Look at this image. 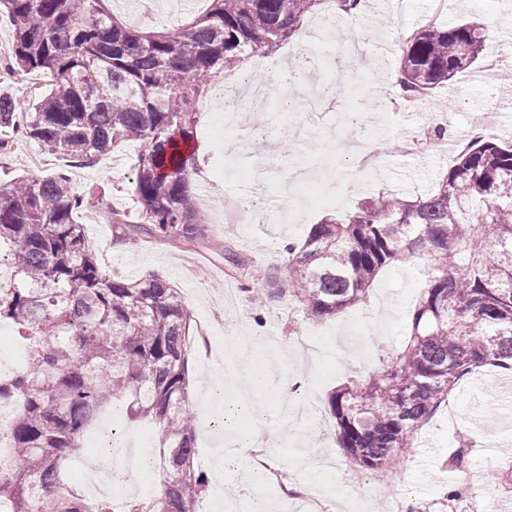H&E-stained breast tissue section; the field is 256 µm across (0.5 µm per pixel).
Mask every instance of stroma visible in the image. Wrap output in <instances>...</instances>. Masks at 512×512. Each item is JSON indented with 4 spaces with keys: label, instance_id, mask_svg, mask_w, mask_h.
I'll list each match as a JSON object with an SVG mask.
<instances>
[{
    "label": "stroma",
    "instance_id": "stroma-1",
    "mask_svg": "<svg viewBox=\"0 0 512 512\" xmlns=\"http://www.w3.org/2000/svg\"><path fill=\"white\" fill-rule=\"evenodd\" d=\"M108 8L124 22H144L153 27H171L189 21L203 11L206 0H108ZM430 0H361L358 19L337 16L345 36L361 42L365 54L352 58L349 70L341 72L339 89L375 103L384 116L369 123L353 112H341L335 103L298 113L303 129L317 134V141L301 139L276 174L244 180L240 194L256 208L272 215L269 224H253L236 206L216 214L203 207L204 248L194 251L148 239L114 243L109 210L135 218L138 207L130 190L138 149L128 144L102 156L90 166H74L67 160L44 153L22 137L8 139L0 147V183L18 175L44 176L66 170L72 188L80 194L97 190L105 205L95 216L82 213L86 239L101 266L114 273L139 278L148 273L163 276L179 288L192 315L193 326L210 325L214 338L210 348L191 347L193 392L190 406L196 417L197 447L211 466L223 468L222 487H209L199 503V512H240L243 500L237 489L243 478L241 468L224 469L216 454L222 408L211 403L206 393L224 369L223 335L236 333L250 354V368L262 376L269 367L284 374L292 369L281 360L282 351H308L312 362L303 368V385L289 404H282L265 388H257L256 399L265 418L279 434L288 438L281 452L290 463L308 454L322 453L336 443V431L327 409L333 387L357 375H368L381 366L384 357L400 351L406 341L414 305L422 291L427 269L418 259L382 270L368 289L366 300L336 317L312 316L301 303L276 296L264 309H257L251 289L266 288L271 278L287 274L283 241L300 239L309 225L324 216H342L358 202L379 194L411 197L428 194L448 170V164L425 152L406 158L394 149L396 133L413 130L406 119V103L396 91L384 90L383 67L374 57L379 47L389 51V67L399 65V47L413 33L426 27ZM476 16L488 28L487 54L512 58V0H456L436 24L455 25ZM12 28L0 16V92L11 95L20 107L43 92L47 80L40 74H15L8 67ZM216 80L196 114V140L207 150L195 157V178L191 190L197 197L211 196L223 201L230 168H247L253 158L227 156L221 128L223 105ZM425 106L441 113L456 131H464L478 112L499 113L494 134L498 143L512 145V99L501 95L492 83L475 84L460 74L449 86L424 97ZM373 141L379 161L368 173L351 177L348 159L332 146L336 139ZM232 249L243 261L236 278L225 273L224 249ZM499 369H476L454 389L453 413L437 412L415 439L405 461L395 471L382 474L362 472L346 454L328 459L327 478L314 477L298 468L296 477L315 492L326 493V507L333 512H378L379 503L394 494H405L415 512H462L459 503L447 501L450 485L464 484L468 499L484 502L487 512H496L497 487L512 481L505 462H512V405L503 402L495 389L502 383ZM462 455L464 469L450 466L448 459Z\"/></svg>",
    "mask_w": 512,
    "mask_h": 512
}]
</instances>
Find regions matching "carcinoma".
Returning <instances> with one entry per match:
<instances>
[{
	"label": "carcinoma",
	"mask_w": 512,
	"mask_h": 512,
	"mask_svg": "<svg viewBox=\"0 0 512 512\" xmlns=\"http://www.w3.org/2000/svg\"><path fill=\"white\" fill-rule=\"evenodd\" d=\"M108 0H0L13 29L12 66L50 89L26 110L0 93V146L20 134L49 155L91 165L138 144L137 221L111 213L120 241L203 242V215L182 148L194 142L195 106L227 70L267 57L323 0H207L188 24L158 30L119 21ZM486 50L482 24L427 26L401 49L398 96L421 97L470 69ZM263 137L251 155H276ZM69 175L0 184V322L37 344L25 371L0 378V405L21 408L4 429L0 501L12 512H198L208 483L189 409L191 314L178 289L98 263L77 215L98 206ZM288 292L319 317L364 297L388 266L428 258V279L405 348L366 378L331 391L338 443L365 471L387 467L459 380L477 368L512 370V147L479 139L456 154L441 183L416 199L361 202L345 220L309 225L290 244ZM153 426L164 495L123 503L60 491L65 461L109 403Z\"/></svg>",
	"instance_id": "carcinoma-1"
}]
</instances>
